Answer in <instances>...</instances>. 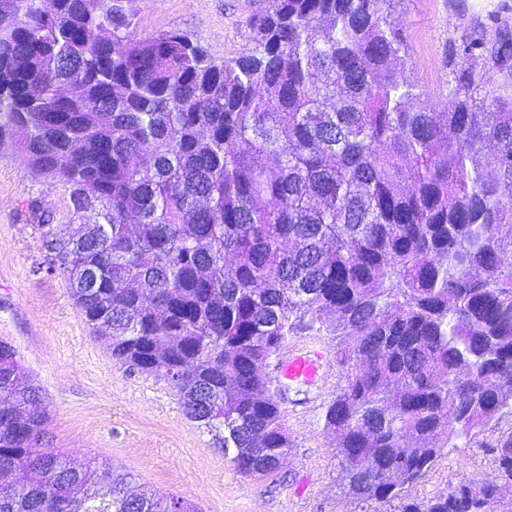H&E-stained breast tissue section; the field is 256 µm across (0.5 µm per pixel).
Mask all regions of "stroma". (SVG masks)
I'll list each match as a JSON object with an SVG mask.
<instances>
[{"label": "stroma", "mask_w": 512, "mask_h": 512, "mask_svg": "<svg viewBox=\"0 0 512 512\" xmlns=\"http://www.w3.org/2000/svg\"><path fill=\"white\" fill-rule=\"evenodd\" d=\"M264 0H138L136 36L178 30L218 59L253 46L252 24ZM391 20L406 41L409 80L422 99L453 106L455 69L486 82L479 95L512 101V61L496 60L512 40V0H394ZM482 41L472 57L463 43ZM61 236L96 220L74 212L67 188L35 177L18 157L15 139L0 141V339L18 352L40 389L56 449L77 460L96 461L100 472L117 469L157 495L194 502L199 512H357L342 490L335 439L324 417L344 378L337 362L312 385L265 372L281 391L291 446L265 477L236 472L211 437L188 418L168 381L118 364L107 341L94 332L71 297L62 275L50 268L44 227ZM512 432V412L495 416L482 444L450 448L407 489L415 500L447 493L450 484L495 473L488 441Z\"/></svg>", "instance_id": "obj_1"}]
</instances>
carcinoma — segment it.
I'll list each match as a JSON object with an SVG mask.
<instances>
[{"label":"carcinoma","mask_w":512,"mask_h":512,"mask_svg":"<svg viewBox=\"0 0 512 512\" xmlns=\"http://www.w3.org/2000/svg\"><path fill=\"white\" fill-rule=\"evenodd\" d=\"M392 0H267L251 50L131 37L135 0H0V138L97 211L53 265L118 364L161 374L246 476L289 448L264 367L299 330L332 337L324 427L359 508L492 512L498 475L405 496L447 448L512 409V104L454 77L415 92ZM67 94H60V90ZM39 388L0 339V512H198L53 446ZM18 471L33 475L19 484Z\"/></svg>","instance_id":"1"}]
</instances>
